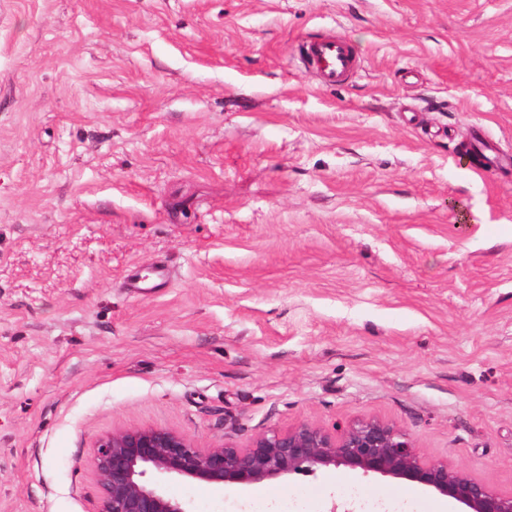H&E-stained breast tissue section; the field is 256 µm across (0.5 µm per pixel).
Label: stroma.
<instances>
[{
  "label": "stroma",
  "mask_w": 512,
  "mask_h": 512,
  "mask_svg": "<svg viewBox=\"0 0 512 512\" xmlns=\"http://www.w3.org/2000/svg\"><path fill=\"white\" fill-rule=\"evenodd\" d=\"M350 40L335 86L311 36ZM512 0H0V512H98L93 449L403 430L512 493ZM165 266V284L135 279ZM192 512H435L344 466ZM302 56L307 68L325 86L347 80L361 63L352 44L335 36L309 39L302 46Z\"/></svg>",
  "instance_id": "obj_1"
}]
</instances>
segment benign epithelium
Instances as JSON below:
<instances>
[{"instance_id": "benign-epithelium-1", "label": "benign epithelium", "mask_w": 512, "mask_h": 512, "mask_svg": "<svg viewBox=\"0 0 512 512\" xmlns=\"http://www.w3.org/2000/svg\"><path fill=\"white\" fill-rule=\"evenodd\" d=\"M331 466L425 485L464 504L466 512H512V495L494 492L446 462L422 460L405 432L376 420L337 434L301 424L261 433L245 448H202L174 431L130 427L101 438L94 452L100 512H190L153 485L150 475L222 487L312 474Z\"/></svg>"}]
</instances>
